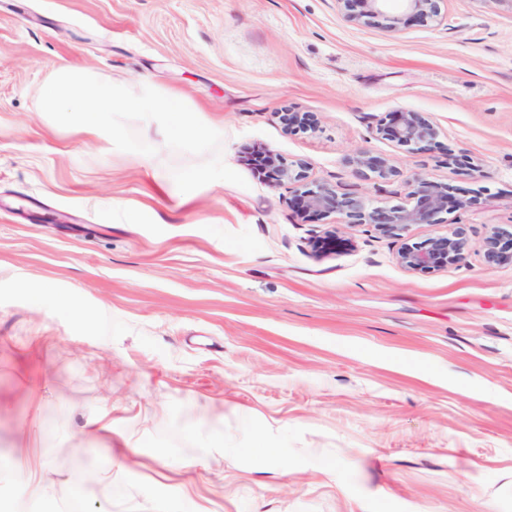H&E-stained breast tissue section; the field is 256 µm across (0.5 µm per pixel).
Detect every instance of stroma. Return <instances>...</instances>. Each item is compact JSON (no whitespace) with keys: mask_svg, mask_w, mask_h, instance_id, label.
Returning <instances> with one entry per match:
<instances>
[{"mask_svg":"<svg viewBox=\"0 0 512 512\" xmlns=\"http://www.w3.org/2000/svg\"><path fill=\"white\" fill-rule=\"evenodd\" d=\"M390 30L338 0H0V502L10 512H512V0H441ZM178 96L223 128L245 186L177 188L198 163L56 124V71ZM283 112L316 129L285 130ZM424 112L416 149L377 134ZM307 164L272 183L247 158ZM388 158L365 179L349 159ZM453 202L404 240L316 254L324 185ZM465 225L464 261H396ZM269 453L254 454L255 434ZM356 171L364 177H375L382 180H391L398 177L400 172L391 164L390 160L374 155L369 151H360L350 160ZM482 250L488 266L512 262V232L491 230L483 239Z\"/></svg>","mask_w":512,"mask_h":512,"instance_id":"1","label":"stroma"}]
</instances>
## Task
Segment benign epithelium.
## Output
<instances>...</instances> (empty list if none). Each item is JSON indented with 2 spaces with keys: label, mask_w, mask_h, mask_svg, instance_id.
Listing matches in <instances>:
<instances>
[{
  "label": "benign epithelium",
  "mask_w": 512,
  "mask_h": 512,
  "mask_svg": "<svg viewBox=\"0 0 512 512\" xmlns=\"http://www.w3.org/2000/svg\"><path fill=\"white\" fill-rule=\"evenodd\" d=\"M347 11L363 8L361 16L369 17L390 29L397 28L401 18L387 15V0H337ZM404 10L422 19H432L439 14V0H402ZM280 119L286 129L300 125L312 127L314 116L308 112H282ZM381 136L405 146H419L432 140L436 129L423 112H400L389 123L376 128ZM356 171L364 177L390 180L400 176L390 160L369 151H360L350 160ZM268 164L276 181H300L305 178L306 165L297 162L285 166L278 155L268 152ZM414 203L411 207H369L355 195L337 194L334 190L320 187L301 195L299 209L302 213H336L340 225L353 230L369 225L381 236L402 239L413 225L438 224V216L448 211V185L419 179L411 191ZM468 246L465 227L459 225L446 234H436L421 243H403L397 252V262L409 272H429L464 260ZM483 257L487 265L512 262V232L493 229L483 239Z\"/></svg>",
  "instance_id": "1"
}]
</instances>
